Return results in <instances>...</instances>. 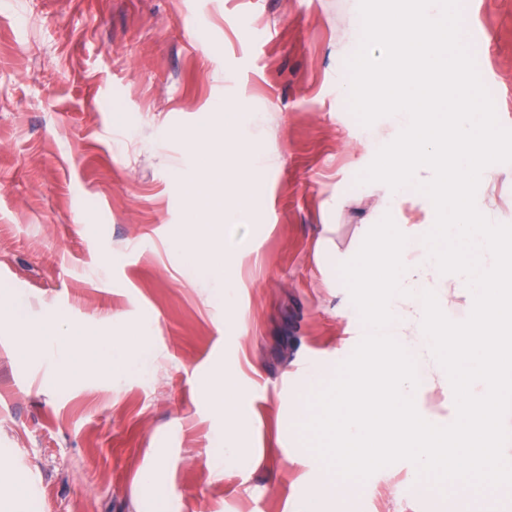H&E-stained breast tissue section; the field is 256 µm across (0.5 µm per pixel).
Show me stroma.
<instances>
[{
    "label": "stroma",
    "mask_w": 512,
    "mask_h": 512,
    "mask_svg": "<svg viewBox=\"0 0 512 512\" xmlns=\"http://www.w3.org/2000/svg\"><path fill=\"white\" fill-rule=\"evenodd\" d=\"M499 123L512 129V0H459ZM359 0H0V296L107 330L143 329L121 379L60 380L54 351L13 354L0 329V462L25 475L28 512H126L154 449L170 461L177 512H297L314 490L293 463L288 392L312 366L335 371L358 345L348 289L330 287L326 250L358 251L384 194L357 178L370 132L341 91ZM228 99L250 104L228 143L271 159L252 216L231 221L241 255L233 304L203 291L170 244L186 235L183 189ZM478 189L512 224V163ZM236 325L224 326L226 309ZM245 387L255 467L214 476L215 424L200 379L216 365ZM399 461L324 512H454L451 492Z\"/></svg>",
    "instance_id": "obj_1"
}]
</instances>
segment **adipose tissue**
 Instances as JSON below:
<instances>
[{"instance_id": "adipose-tissue-1", "label": "adipose tissue", "mask_w": 512, "mask_h": 512, "mask_svg": "<svg viewBox=\"0 0 512 512\" xmlns=\"http://www.w3.org/2000/svg\"><path fill=\"white\" fill-rule=\"evenodd\" d=\"M208 158L200 163L192 180L184 188L185 209L191 226L190 236L200 241L223 238L226 229L221 219L225 209L245 214L252 210L253 193L264 168L245 161L243 151L218 150L216 141L206 145ZM0 323L17 336L15 353L23 359L41 356L44 339L59 337L61 372L64 378L97 371L121 377L139 351L137 336L125 323H115L109 333L101 334L82 325L70 324L56 309L44 310L39 319L14 315L8 298H0ZM207 407L224 427L214 439L215 449L208 459L213 474L253 464L254 458L245 445L251 421L240 409L241 387L237 376L223 367H215L202 380ZM168 460L156 454L152 466L136 478L127 512H171L177 495L167 481Z\"/></svg>"}]
</instances>
